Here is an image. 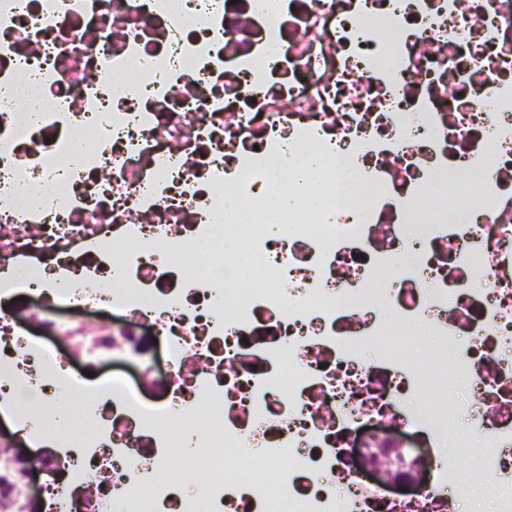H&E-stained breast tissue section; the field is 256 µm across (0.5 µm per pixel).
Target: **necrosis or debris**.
I'll use <instances>...</instances> for the list:
<instances>
[{
	"label": "necrosis or debris",
	"mask_w": 512,
	"mask_h": 512,
	"mask_svg": "<svg viewBox=\"0 0 512 512\" xmlns=\"http://www.w3.org/2000/svg\"><path fill=\"white\" fill-rule=\"evenodd\" d=\"M286 150L358 194L292 185ZM284 193L225 275V197ZM393 317L467 375L469 426L411 401ZM54 336L166 368L92 384ZM23 385L81 394L84 434L14 413ZM0 411L47 451L46 512H457L468 439L512 512V0H0ZM408 437L433 453L395 498L349 450ZM224 252L231 257L233 271L241 282H249L255 275V265L251 255L238 240L224 239Z\"/></svg>",
	"instance_id": "obj_1"
}]
</instances>
